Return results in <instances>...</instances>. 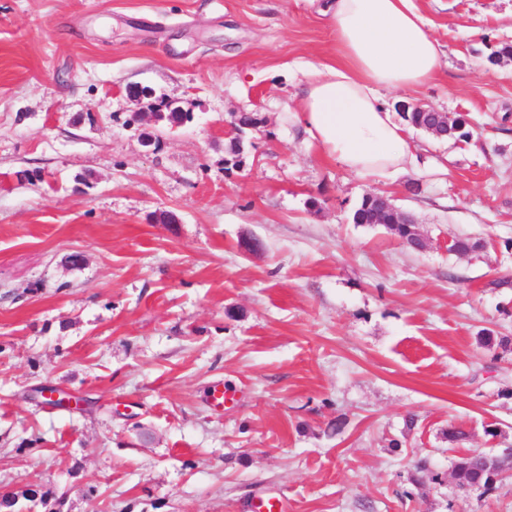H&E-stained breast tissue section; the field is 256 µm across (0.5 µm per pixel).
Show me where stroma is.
Wrapping results in <instances>:
<instances>
[{
  "label": "stroma",
  "instance_id": "obj_1",
  "mask_svg": "<svg viewBox=\"0 0 512 512\" xmlns=\"http://www.w3.org/2000/svg\"><path fill=\"white\" fill-rule=\"evenodd\" d=\"M413 3L442 69L384 98L467 115V136L408 129L414 165L359 177L294 117L339 58L315 0H0V494L36 490L39 512H512V477L464 492L452 474L512 448V350L478 342L512 337V59L495 56L512 0ZM132 84L191 120L144 147ZM243 112L260 123L234 168ZM368 193L426 248L353 223ZM458 238L477 250L449 252ZM42 386L83 411L38 403ZM422 458L439 479L416 486Z\"/></svg>",
  "mask_w": 512,
  "mask_h": 512
}]
</instances>
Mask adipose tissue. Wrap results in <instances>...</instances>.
I'll list each match as a JSON object with an SVG mask.
<instances>
[{"label": "adipose tissue", "mask_w": 512, "mask_h": 512, "mask_svg": "<svg viewBox=\"0 0 512 512\" xmlns=\"http://www.w3.org/2000/svg\"><path fill=\"white\" fill-rule=\"evenodd\" d=\"M340 60L309 82L296 118L337 162L359 176L414 161L413 147L382 97L413 90L442 67L440 44L412 0H323Z\"/></svg>", "instance_id": "obj_1"}]
</instances>
